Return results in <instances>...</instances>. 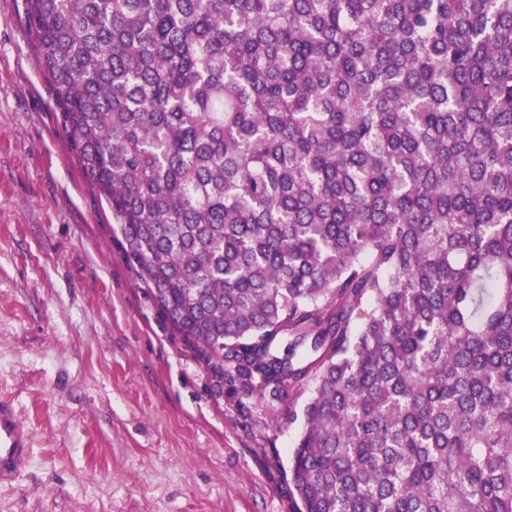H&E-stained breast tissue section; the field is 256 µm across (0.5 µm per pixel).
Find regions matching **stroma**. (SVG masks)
Wrapping results in <instances>:
<instances>
[{"instance_id": "35a3bbf8", "label": "stroma", "mask_w": 512, "mask_h": 512, "mask_svg": "<svg viewBox=\"0 0 512 512\" xmlns=\"http://www.w3.org/2000/svg\"><path fill=\"white\" fill-rule=\"evenodd\" d=\"M25 28L0 0V394L33 437L0 512H296L311 381L242 396L160 315Z\"/></svg>"}]
</instances>
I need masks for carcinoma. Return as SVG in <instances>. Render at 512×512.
I'll use <instances>...</instances> for the list:
<instances>
[{"label":"carcinoma","instance_id":"cac0c4a2","mask_svg":"<svg viewBox=\"0 0 512 512\" xmlns=\"http://www.w3.org/2000/svg\"><path fill=\"white\" fill-rule=\"evenodd\" d=\"M162 317L282 401L297 512H512V0H25Z\"/></svg>","mask_w":512,"mask_h":512}]
</instances>
